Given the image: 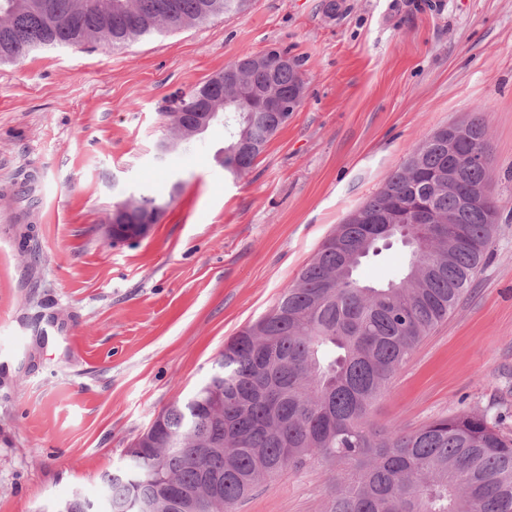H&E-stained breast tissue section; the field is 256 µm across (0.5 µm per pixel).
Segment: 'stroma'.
Wrapping results in <instances>:
<instances>
[{"instance_id":"1","label":"stroma","mask_w":512,"mask_h":512,"mask_svg":"<svg viewBox=\"0 0 512 512\" xmlns=\"http://www.w3.org/2000/svg\"><path fill=\"white\" fill-rule=\"evenodd\" d=\"M328 1L250 0L124 47L0 66V512L100 499L101 474L205 383L412 147L477 108L500 212L489 256L372 423L489 408L512 433V0ZM271 50L299 58L306 86L252 168L214 162L220 124L159 155L176 93ZM134 194L171 202L144 238L108 242V214ZM405 258L393 245L358 276L387 284ZM49 318L62 331L46 342ZM22 335L29 356L9 361ZM333 479L285 472L239 512H326Z\"/></svg>"}]
</instances>
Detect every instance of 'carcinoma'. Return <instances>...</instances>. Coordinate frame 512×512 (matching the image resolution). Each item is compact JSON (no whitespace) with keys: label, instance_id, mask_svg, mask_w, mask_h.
Listing matches in <instances>:
<instances>
[{"label":"carcinoma","instance_id":"obj_1","mask_svg":"<svg viewBox=\"0 0 512 512\" xmlns=\"http://www.w3.org/2000/svg\"><path fill=\"white\" fill-rule=\"evenodd\" d=\"M248 0H0V64L52 47H114L242 11ZM301 63H272L246 74L279 93H303ZM201 89L177 96V112L197 107ZM226 144L215 162L236 174L249 168L286 121L257 112L248 121L224 107ZM458 169L459 189L427 176ZM487 126L477 110L469 136L448 152V128L418 142L404 165L327 238L296 284L272 309L224 345L209 379L188 399L163 409L150 426L152 444L126 449L130 466L106 472V512L140 496L156 512H236L263 484L316 464L337 467L327 512H512V438L485 411L463 410L413 430H378L370 417L394 374L448 318L471 286L495 225L487 209L461 196L490 189ZM430 200L436 224H412L422 244L406 247L392 285L357 277L360 261L378 256L396 229L362 224L363 213L406 210ZM130 218L166 203L153 196L119 202ZM453 217V223L444 220ZM221 383L224 408L200 406Z\"/></svg>","mask_w":512,"mask_h":512}]
</instances>
